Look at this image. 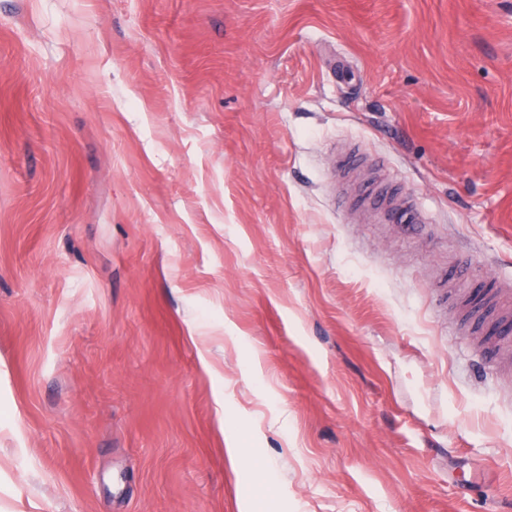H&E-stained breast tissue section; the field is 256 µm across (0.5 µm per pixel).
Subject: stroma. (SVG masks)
Here are the masks:
<instances>
[{
  "label": "stroma",
  "mask_w": 512,
  "mask_h": 512,
  "mask_svg": "<svg viewBox=\"0 0 512 512\" xmlns=\"http://www.w3.org/2000/svg\"><path fill=\"white\" fill-rule=\"evenodd\" d=\"M493 278L512 0H0V512H512ZM361 212L365 221L377 224H425L424 213L410 198L377 195L364 199ZM493 288L483 291V306L486 305L488 316L483 310L475 314L482 319L480 336H484L481 346L484 354L495 347L500 339L511 336L512 343V285L506 281L493 280Z\"/></svg>",
  "instance_id": "1"
}]
</instances>
